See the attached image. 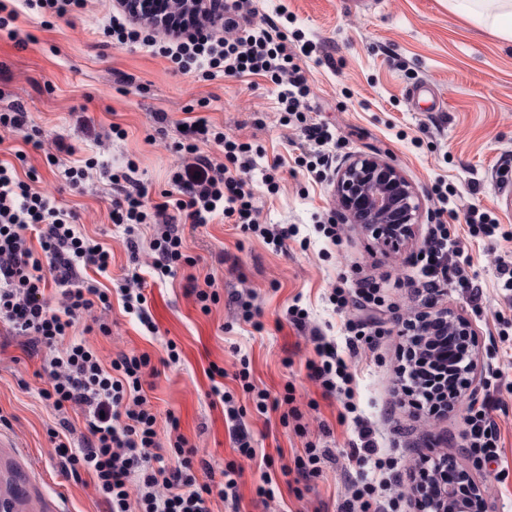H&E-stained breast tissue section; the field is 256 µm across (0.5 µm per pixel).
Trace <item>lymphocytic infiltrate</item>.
Returning a JSON list of instances; mask_svg holds the SVG:
<instances>
[{
    "label": "lymphocytic infiltrate",
    "instance_id": "lymphocytic-infiltrate-1",
    "mask_svg": "<svg viewBox=\"0 0 512 512\" xmlns=\"http://www.w3.org/2000/svg\"><path fill=\"white\" fill-rule=\"evenodd\" d=\"M224 28L237 31V38L218 36L203 13L177 14L176 0H150L139 14L125 7L113 11L103 35L115 47L147 44L182 73L198 69L206 77L221 73L270 78L280 86L279 102L285 114L295 115L317 165L326 166L324 148L332 135L297 112L310 88L295 62L296 51L288 45L287 32L274 20L259 27L242 26L231 0L224 6ZM211 141L223 146L224 164L214 163L204 152ZM179 147L191 161L173 175V191L150 206L135 163L118 173L100 172L113 186L110 216L123 229L129 250H137L142 227L157 226L145 261L151 273L163 278L173 274L184 256L185 227L209 224L219 216L275 248H285L294 228L259 223L252 204L244 179L254 168L250 144L225 136L198 118L187 122ZM32 237L38 248L29 246ZM419 263L420 286L427 295H439L453 281L469 291L471 300H478L479 287L465 274L470 263L466 246L447 225L434 226ZM110 264V252L83 232L75 211L34 191L12 164L0 163V323L24 337L27 349L45 353L43 370L49 386L40 396L57 417L49 436L64 468L76 477L90 476L93 495L104 512H212L210 505L216 499L231 512H239L240 471L214 474L181 433L176 417H168V439L160 441L158 412L144 389L147 377L158 373L149 354L121 351L106 364L84 341L70 340L85 315L100 332L110 334L105 318L109 296L83 275L90 267L107 274ZM51 284L56 287L52 300L45 294ZM62 340L66 349L54 353ZM313 344L316 358L308 363L311 378L325 394L341 397L345 411L355 417L360 444L353 457L372 462L378 471H390V459L376 454L372 428L356 416L354 377L336 343L317 336ZM408 371L416 379L408 393L420 409L435 413L453 409L458 379L443 363L413 354ZM495 405L493 395L486 392L468 407L466 445L483 462L501 456V432L492 416ZM75 414L82 416L84 425L82 442L76 447L69 440ZM171 452L177 457L173 464L167 459Z\"/></svg>",
    "mask_w": 512,
    "mask_h": 512
}]
</instances>
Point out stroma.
<instances>
[{
    "instance_id": "stroma-1",
    "label": "stroma",
    "mask_w": 512,
    "mask_h": 512,
    "mask_svg": "<svg viewBox=\"0 0 512 512\" xmlns=\"http://www.w3.org/2000/svg\"><path fill=\"white\" fill-rule=\"evenodd\" d=\"M113 5L85 0L65 18L23 8L0 29V113L22 106L41 142L35 148L24 144L23 132L0 130V155L20 174H33L35 191L76 210L85 231L112 249L111 273L98 280L109 291L112 333L85 331L82 339L106 358L134 351L155 361L165 357L167 342L176 343L180 363L152 377L148 396L160 416L177 417L214 471L241 470V512H342L345 474L372 479L376 472L352 457L354 425L342 419L341 400L324 395L310 378L307 364L315 357L312 336L343 342L344 324L355 316L334 311L330 289L376 283L384 298L375 314L383 334L376 347L343 356L358 411L375 428L381 456L393 462L399 512H417L413 477L426 458H445L467 471L483 491L484 512H512V293L503 290L496 270L500 259L512 260V40L455 11L450 0H245L250 25L284 8L289 32L317 45L316 53L297 59L310 87L300 109L329 125L334 167L356 154L379 156L415 187L423 207L416 237L387 252L356 224H341L336 246L320 234L321 222L338 218L334 179H313L299 165L307 149L296 127L282 122L278 85L262 76L207 80L174 71L143 45L104 46ZM198 117L252 145L256 168L248 183L260 223L293 224L299 233L277 252L222 218L186 229L191 264L146 283L159 329L150 337L122 308L119 284L148 269L133 262L122 228L110 220L108 180L91 177L74 193L62 171L93 159L115 172L132 160L149 202L160 201L184 164L174 148L180 126ZM63 144L71 154H60ZM52 155L58 165L49 164ZM270 167L279 181L274 194L262 183ZM441 180L451 194L445 207L434 193ZM472 208L497 219L501 232L494 240L469 237L465 214ZM440 222L466 240L471 263L465 272L481 288L479 302L453 283L432 302L419 285L418 255ZM210 280L220 300L205 313L189 287ZM242 299L261 329L243 318ZM297 302L308 311L300 327L286 317ZM441 312L466 317L478 345L468 389L453 410L432 415L411 406L401 390L402 352L407 325ZM244 357L257 387L274 396L292 389L299 425L283 424L273 410L257 412L253 393L235 378ZM214 364L223 368L224 387L253 435V457L235 450L222 407L210 394ZM492 372L499 375L493 416L502 452L498 463L485 464L469 455L464 435L472 395ZM47 386L40 354L27 352L23 337L0 324V498L11 499L14 512H101L91 489L55 454L48 430L56 419L39 396ZM310 442L330 449L332 458L299 498L287 473ZM266 472L279 491L263 506L255 497Z\"/></svg>"
}]
</instances>
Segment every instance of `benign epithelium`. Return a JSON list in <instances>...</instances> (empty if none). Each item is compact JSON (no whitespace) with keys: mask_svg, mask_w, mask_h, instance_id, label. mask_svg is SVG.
I'll use <instances>...</instances> for the list:
<instances>
[{"mask_svg":"<svg viewBox=\"0 0 512 512\" xmlns=\"http://www.w3.org/2000/svg\"><path fill=\"white\" fill-rule=\"evenodd\" d=\"M336 196L346 219L388 248L402 245L415 235L422 223V205L410 182L393 163L377 156L349 158L336 176ZM448 335L467 339L469 349L451 355V362L463 360L459 380L467 384L473 368L477 333L468 319L448 315ZM480 488L461 472L457 482L441 487L432 500L431 512H481Z\"/></svg>","mask_w":512,"mask_h":512,"instance_id":"7a95c632","label":"benign epithelium"}]
</instances>
